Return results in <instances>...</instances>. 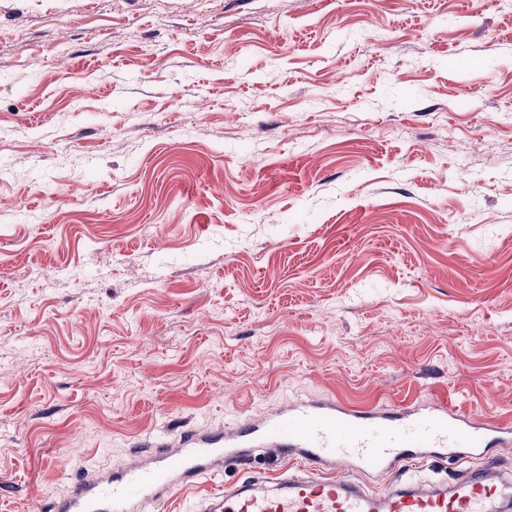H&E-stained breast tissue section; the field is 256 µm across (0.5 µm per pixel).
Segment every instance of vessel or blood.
<instances>
[{"instance_id":"obj_1","label":"vessel or blood","mask_w":512,"mask_h":512,"mask_svg":"<svg viewBox=\"0 0 512 512\" xmlns=\"http://www.w3.org/2000/svg\"><path fill=\"white\" fill-rule=\"evenodd\" d=\"M512 445V429L488 425L441 402L350 409L330 399L270 410L234 431H190L146 457L76 482L53 512H144L223 473L225 464L264 457L275 477L252 474L197 500L192 512H512V473L486 459V443ZM462 463L453 481L401 472L408 460ZM386 478L371 487L370 473Z\"/></svg>"}]
</instances>
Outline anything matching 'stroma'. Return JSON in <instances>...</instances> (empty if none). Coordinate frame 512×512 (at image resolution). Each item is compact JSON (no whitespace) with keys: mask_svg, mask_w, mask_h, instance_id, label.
Wrapping results in <instances>:
<instances>
[{"mask_svg":"<svg viewBox=\"0 0 512 512\" xmlns=\"http://www.w3.org/2000/svg\"><path fill=\"white\" fill-rule=\"evenodd\" d=\"M303 397L512 426V0H0V512Z\"/></svg>","mask_w":512,"mask_h":512,"instance_id":"obj_1","label":"stroma"}]
</instances>
